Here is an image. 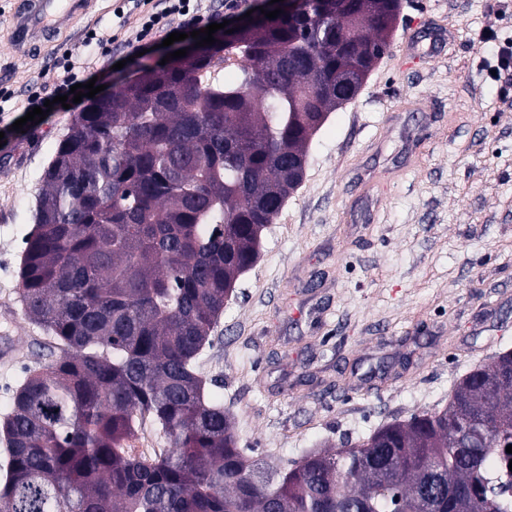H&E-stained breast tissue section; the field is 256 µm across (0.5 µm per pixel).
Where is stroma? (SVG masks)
I'll return each instance as SVG.
<instances>
[{
    "label": "stroma",
    "instance_id": "obj_1",
    "mask_svg": "<svg viewBox=\"0 0 512 512\" xmlns=\"http://www.w3.org/2000/svg\"><path fill=\"white\" fill-rule=\"evenodd\" d=\"M123 0L14 52L15 0H0V85L52 91L55 52L85 27L111 36ZM448 30L441 57L399 63L408 27ZM512 40V0H401L384 55L353 100L313 137L301 185L263 230L258 256L224 305L200 375L223 401L259 469L324 443L354 446L382 425L444 410L456 382L512 348V71L492 81L494 41ZM167 48L99 59L113 88ZM122 69H115V62ZM420 104L404 112L403 100ZM73 115L53 112L0 146V419L28 367L49 348L20 316L17 270L33 227L40 176Z\"/></svg>",
    "mask_w": 512,
    "mask_h": 512
}]
</instances>
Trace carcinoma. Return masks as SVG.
Segmentation results:
<instances>
[{
  "label": "carcinoma",
  "mask_w": 512,
  "mask_h": 512,
  "mask_svg": "<svg viewBox=\"0 0 512 512\" xmlns=\"http://www.w3.org/2000/svg\"><path fill=\"white\" fill-rule=\"evenodd\" d=\"M395 0H303L77 113L41 176L18 278L52 339L0 423V512H512V350L448 409L260 477L196 371L313 135L384 54ZM233 52L235 81H201ZM167 447L126 448L146 423Z\"/></svg>",
  "instance_id": "1"
}]
</instances>
